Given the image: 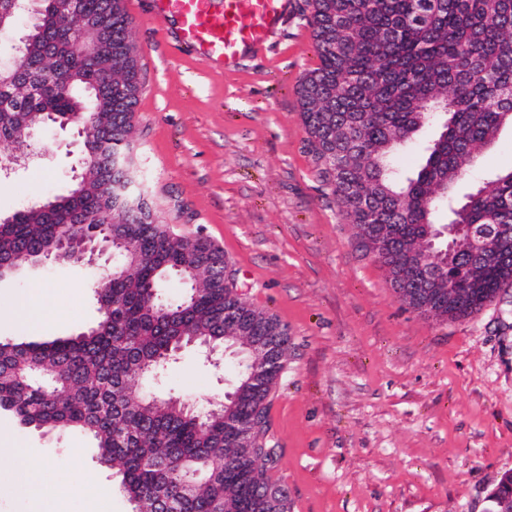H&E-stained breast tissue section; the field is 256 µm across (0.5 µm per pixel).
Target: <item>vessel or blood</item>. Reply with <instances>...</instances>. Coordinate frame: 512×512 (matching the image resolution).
<instances>
[{
	"label": "vessel or blood",
	"instance_id": "1",
	"mask_svg": "<svg viewBox=\"0 0 512 512\" xmlns=\"http://www.w3.org/2000/svg\"><path fill=\"white\" fill-rule=\"evenodd\" d=\"M173 22L182 48L208 65H235L264 48L288 20L287 0H151Z\"/></svg>",
	"mask_w": 512,
	"mask_h": 512
}]
</instances>
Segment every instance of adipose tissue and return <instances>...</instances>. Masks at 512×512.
<instances>
[{
  "mask_svg": "<svg viewBox=\"0 0 512 512\" xmlns=\"http://www.w3.org/2000/svg\"><path fill=\"white\" fill-rule=\"evenodd\" d=\"M0 452L13 460L11 469L0 478V492L32 501L35 512H65L66 494L50 466L30 463L13 446H1Z\"/></svg>",
  "mask_w": 512,
  "mask_h": 512,
  "instance_id": "adipose-tissue-1",
  "label": "adipose tissue"
}]
</instances>
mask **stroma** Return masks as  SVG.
I'll list each match as a JSON object with an SVG mask.
<instances>
[{
  "instance_id": "obj_1",
  "label": "stroma",
  "mask_w": 512,
  "mask_h": 512,
  "mask_svg": "<svg viewBox=\"0 0 512 512\" xmlns=\"http://www.w3.org/2000/svg\"><path fill=\"white\" fill-rule=\"evenodd\" d=\"M123 6L140 53L139 188L176 232L212 239L239 296L288 328L268 440L291 512H486L512 471V283L480 311L437 321L409 308L360 247L307 146L297 85L319 59L305 0H288L282 31L230 68L183 50L148 0ZM73 140L40 131L27 164L0 178L1 215L65 189ZM510 169L507 126L470 175ZM98 272L49 264L0 282V340L91 326ZM235 364L185 349L158 392L205 402ZM1 432L63 483L113 479L84 433H46L0 410Z\"/></svg>"
}]
</instances>
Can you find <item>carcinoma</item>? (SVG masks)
<instances>
[{"mask_svg": "<svg viewBox=\"0 0 512 512\" xmlns=\"http://www.w3.org/2000/svg\"><path fill=\"white\" fill-rule=\"evenodd\" d=\"M318 67L297 87L309 150L318 177L332 188L360 247L411 279L394 238L414 240L418 224L443 215L448 224H512V171L492 174L465 195L457 187L468 168L493 146L505 113H512V0H306ZM51 15L37 50L0 43V142L27 154L33 140L20 134L36 114L64 126L75 104L98 108V93L112 92V126L84 130L95 162L87 180L58 194L43 210L23 206L0 224V250L15 268L36 264L62 242L82 238L106 221L129 250L143 255L125 275L98 276L93 293L103 322L67 338L0 341V409L41 430L89 436L101 464L112 469L133 512H265L257 498L273 484L276 451L267 447L269 396L284 365L273 369L249 407L258 423L252 447L224 433V417L203 422L171 397L145 387L163 382L169 362L159 359L191 339L224 347L238 325L224 320L235 309L247 318L269 312L237 295L216 260L223 251L207 237L169 234L154 222L141 193L107 195L112 184L135 186L133 116L140 65L133 24L122 0H82L89 15L112 29V51L127 56L114 68L72 48L64 0ZM448 113V138L425 146L420 168L404 173L397 152ZM183 273L193 297L160 300L164 276ZM512 281V258L476 276L473 294L452 317L468 316ZM504 474L490 492L488 512H500Z\"/></svg>", "mask_w": 512, "mask_h": 512, "instance_id": "obj_1", "label": "carcinoma"}]
</instances>
